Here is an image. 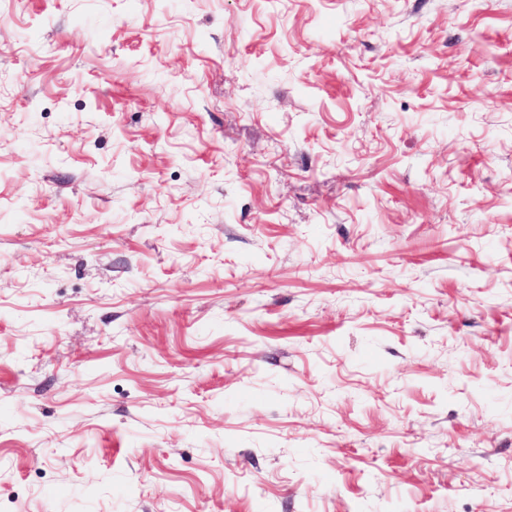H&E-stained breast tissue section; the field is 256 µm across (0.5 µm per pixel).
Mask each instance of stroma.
Returning a JSON list of instances; mask_svg holds the SVG:
<instances>
[{"instance_id": "35a3bbf8", "label": "stroma", "mask_w": 512, "mask_h": 512, "mask_svg": "<svg viewBox=\"0 0 512 512\" xmlns=\"http://www.w3.org/2000/svg\"><path fill=\"white\" fill-rule=\"evenodd\" d=\"M0 512H512V0H0Z\"/></svg>"}]
</instances>
